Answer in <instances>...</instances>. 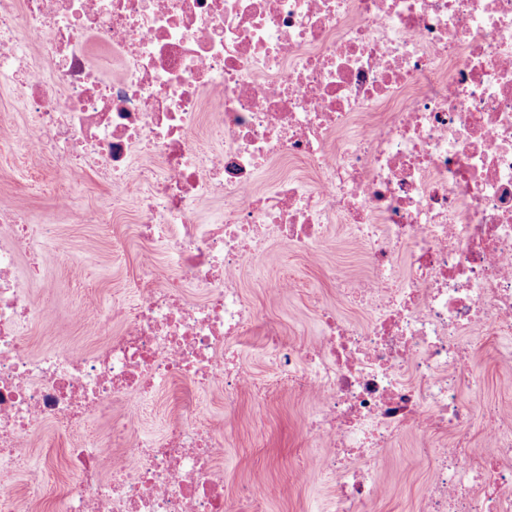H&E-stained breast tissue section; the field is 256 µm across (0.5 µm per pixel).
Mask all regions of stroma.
<instances>
[{
	"label": "stroma",
	"instance_id": "1",
	"mask_svg": "<svg viewBox=\"0 0 512 512\" xmlns=\"http://www.w3.org/2000/svg\"><path fill=\"white\" fill-rule=\"evenodd\" d=\"M54 165L47 158L31 154L23 144L0 146V206L25 210L33 225L50 224L51 235L42 249L40 275L27 280L34 300H41L45 289H53L51 304L57 323L45 322L32 327L27 339L34 352L67 347L81 353L96 351L101 338L86 337L66 319V309L75 296L105 308L115 295L124 293L129 280L143 260L165 266L166 258L137 232L138 187L127 193L125 207L106 224H75L55 209L57 187L51 179ZM319 264H310L297 248L283 247L269 241L260 265L247 266L236 274L243 299L260 316L259 322L234 345L238 362L264 384L273 382L272 364L266 355L275 328L285 343L304 347L318 345L323 327L317 316L319 305L334 307L345 321L363 323L368 315L356 308L339 304L336 287L326 275L336 268L352 279H364L371 270L361 246L355 242L347 225L327 227ZM79 252L88 258L84 280L63 265L60 252ZM293 279L295 288L283 293L271 292L272 280ZM500 338L488 337L468 341L470 363L480 376L478 391L460 387L458 404L472 418L470 448L474 460L491 451L482 426L483 407L495 405L501 418H512V366L500 364L495 350ZM205 416L226 426L224 454L217 466L224 473V491L230 496L251 498L255 483H262L265 493L260 512H329L333 496L332 482L309 484L298 479L296 472L314 467L321 453L317 442H306L307 419L321 402L318 392H295L282 387L256 401L247 391L239 393L233 404H226L222 389L214 388L197 395ZM437 448L450 446L452 436H434L423 440L421 432L404 431L385 451L379 464V476L386 491L372 506L373 512H421L423 497L434 460L420 454L423 443ZM68 441L59 438L53 428L40 430L30 449V467L43 468L54 460L50 473L52 486L63 491L70 477L67 465Z\"/></svg>",
	"mask_w": 512,
	"mask_h": 512
}]
</instances>
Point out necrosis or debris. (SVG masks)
<instances>
[{
    "mask_svg": "<svg viewBox=\"0 0 512 512\" xmlns=\"http://www.w3.org/2000/svg\"><path fill=\"white\" fill-rule=\"evenodd\" d=\"M0 73L31 117L1 123L0 139L53 155L64 183L95 173L107 210L138 186L142 233L178 268L143 265L110 307L72 308L100 350L34 355L24 332L48 314L17 245L38 239L25 211L0 207V512L45 497V472L27 466L47 425L74 442L52 512H241L216 467L224 435L199 405L184 401L157 439L140 433L144 406L176 380L229 402L253 388L224 356L256 321L232 273L269 237L319 261L336 222L373 270L342 293L365 301L368 325L326 313L319 351H268L289 386L322 395L308 430L322 463L301 480H335L333 512H370L381 449L414 426L458 435L429 451L423 512L512 503L511 424L483 427L496 455L473 476L480 495L450 479L467 466L460 340L512 335V0H0ZM280 158L312 180L258 186ZM214 201L223 214L203 221ZM350 448L365 451L358 467Z\"/></svg>",
    "mask_w": 512,
    "mask_h": 512,
    "instance_id": "necrosis-or-debris-1",
    "label": "necrosis or debris"
}]
</instances>
